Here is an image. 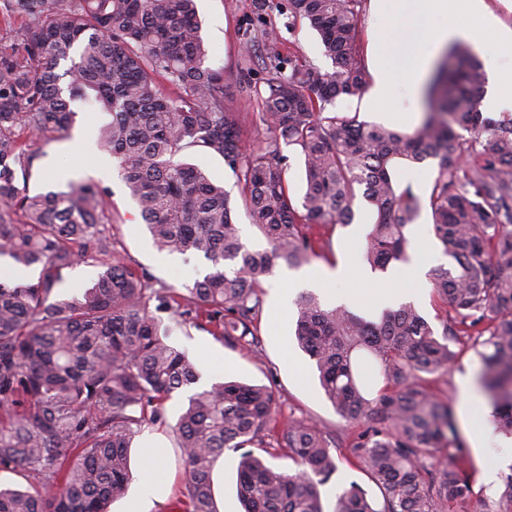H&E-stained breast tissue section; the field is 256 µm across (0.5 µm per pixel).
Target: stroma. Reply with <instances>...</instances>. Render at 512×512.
Wrapping results in <instances>:
<instances>
[{
    "mask_svg": "<svg viewBox=\"0 0 512 512\" xmlns=\"http://www.w3.org/2000/svg\"><path fill=\"white\" fill-rule=\"evenodd\" d=\"M197 8L202 22V36L209 49L208 63L224 71L225 105L247 114L248 119L243 127L246 141L269 138L270 133L259 121L258 108L250 101L249 89L240 73V60L244 52L257 55L265 52L260 32L249 21L250 0H198ZM268 21L279 34L277 49L282 57L323 70L330 68L331 63L323 54L320 38L308 23L290 21L287 15L277 10L270 12ZM392 82L398 94L387 106L369 105L364 97L341 98L336 102L337 111L397 130H413L420 124L423 113L419 110L408 112V103L399 94L404 87L403 76L393 74ZM71 107L76 117L68 133H53L31 144L30 149L37 159L28 179L29 190L66 191L84 182L98 184L109 194L115 224L112 238V251L115 255L126 257L133 267L149 273L157 287L181 289L202 278L210 270L208 261L162 252L154 245L115 161L97 148V130L105 122L103 113L91 101L84 99L73 101ZM187 160L200 165L223 182L231 195L235 222L244 241L252 248L265 249L267 242L244 207L236 178L225 166L223 159L197 153L188 155ZM353 210L352 223L319 224L313 227L316 255L306 263V270L340 265L366 267V235L375 220V214L360 198L356 199ZM289 271L288 264L281 262L261 279L263 311L258 347L231 348L222 339L207 332L181 325L174 326L170 340L178 348L186 350L192 358L206 359L207 364L203 366L202 373L210 382L236 380L266 386L275 394L278 422L292 419L314 421L320 424L328 436L342 442L338 470L321 489L324 506L329 510L341 487L354 481L366 488L370 482L354 466L349 451L352 436L360 429L359 424L348 422L336 413L319 385L313 362L307 354L294 346L293 315L277 314L272 304L274 289L283 287V276ZM292 360L304 368V377H296L289 370L288 363ZM480 370V359L469 351L459 357L452 371L431 378L432 391L447 403L453 416H461L463 407H466L456 386V375L467 371L476 375ZM476 398L477 405L470 409L483 435V449L479 452L469 451L468 461L473 471L474 497L489 505L497 499L506 476L512 474V439L493 432L480 408L486 400L484 393H477ZM185 403V394H174L165 404L164 422L142 426L132 443L131 465L137 468L141 465L146 436H156L160 442L158 451L170 479V489L166 499L157 504L153 512H184L182 501L185 469L171 427ZM490 461L496 464L495 479L491 482L487 481L484 470L485 463Z\"/></svg>",
    "mask_w": 512,
    "mask_h": 512,
    "instance_id": "1",
    "label": "stroma"
}]
</instances>
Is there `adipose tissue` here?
<instances>
[{
	"label": "adipose tissue",
	"instance_id": "adipose-tissue-1",
	"mask_svg": "<svg viewBox=\"0 0 512 512\" xmlns=\"http://www.w3.org/2000/svg\"><path fill=\"white\" fill-rule=\"evenodd\" d=\"M375 9L371 24L380 40L405 38L406 47L393 55L377 56L374 83L369 100L378 106L387 105L393 96L391 75L401 71L406 80L408 101H415L434 57L451 43L464 41L479 45L485 55H505L499 69L504 78H512V28L500 29L485 8V0H470L474 22L461 24L454 17L459 0H373ZM160 457L145 453L135 495L126 512H151L155 501L169 484L167 478L156 477Z\"/></svg>",
	"mask_w": 512,
	"mask_h": 512
}]
</instances>
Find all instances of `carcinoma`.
Wrapping results in <instances>:
<instances>
[{
  "instance_id": "1",
  "label": "carcinoma",
  "mask_w": 512,
  "mask_h": 512,
  "mask_svg": "<svg viewBox=\"0 0 512 512\" xmlns=\"http://www.w3.org/2000/svg\"><path fill=\"white\" fill-rule=\"evenodd\" d=\"M0 1L5 24L23 19L0 44V259L39 269L35 281H0V471L29 480L0 485V512H109L133 479V438L162 420L179 390L188 392L173 428L186 512H217L211 474L227 450L239 453L245 512H324L321 487L338 452L324 431L312 421L277 424L266 386H198L196 364L167 341L162 315L229 347L258 343L260 278L280 260L309 262L312 226L351 223L359 196L376 214L371 267L408 260L405 229L425 207L450 262L430 274L439 334L410 302L371 321L314 293L298 300L295 341L326 398L350 422L379 415L350 448L379 497L352 482L332 512H473L465 448L429 387L471 341L495 430L512 435V114L484 115L486 73L471 47L443 53L413 131L369 124L336 111L337 99L361 96L370 82L359 55L364 0H285L288 18L318 33L332 70L268 56L249 91L274 138L248 143L246 116L224 105V70L207 64L196 0ZM273 6L250 3L272 46ZM77 98L111 115L98 144L116 159L155 245L211 263L192 286L155 288L114 256L81 295L54 296L64 270L112 250L98 187L31 195L19 186L36 160L28 143L68 131ZM285 146L303 164L299 200L288 192ZM195 151L224 159L268 248L242 240L224 186L184 160ZM429 159L437 174L426 197L392 180L393 161ZM366 367L383 378L375 398L361 379ZM272 438L293 469L255 454L269 452ZM492 512H512V474Z\"/></svg>"
}]
</instances>
